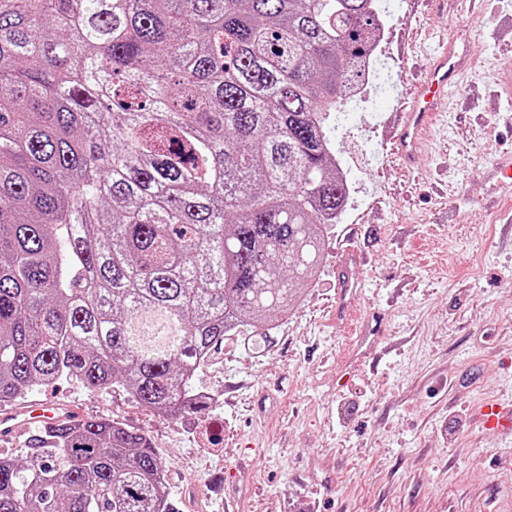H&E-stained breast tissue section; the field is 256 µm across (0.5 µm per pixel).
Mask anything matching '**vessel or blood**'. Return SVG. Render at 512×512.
I'll return each mask as SVG.
<instances>
[{"mask_svg": "<svg viewBox=\"0 0 512 512\" xmlns=\"http://www.w3.org/2000/svg\"><path fill=\"white\" fill-rule=\"evenodd\" d=\"M472 57L469 42L449 41L432 59L420 80L410 92V100L396 112L393 127V150L398 158L408 166L414 165L420 154L427 130L436 112V104L448 95L451 88L457 87L467 71ZM363 256L357 253L346 254L343 260L345 272L337 283V316L350 314L358 297V282L350 273L351 268L360 266ZM387 328L385 313L379 310L369 312L362 319L355 356L369 354L372 345L384 336ZM485 423L500 429L512 428V411L501 404H486L483 410Z\"/></svg>", "mask_w": 512, "mask_h": 512, "instance_id": "obj_1", "label": "vessel or blood"}]
</instances>
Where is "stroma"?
Here are the masks:
<instances>
[{"label": "stroma", "mask_w": 512, "mask_h": 512, "mask_svg": "<svg viewBox=\"0 0 512 512\" xmlns=\"http://www.w3.org/2000/svg\"><path fill=\"white\" fill-rule=\"evenodd\" d=\"M512 0H396L381 49L396 87L349 112L336 160L358 210L324 232L321 265L269 345L225 342L204 369L217 405L166 420L126 394L61 381L33 390L80 418L144 431L167 467L178 512H512V435L480 404H512V238L500 232L493 161L512 153V101L492 87L512 65ZM479 45L471 76L440 103L428 151L406 172L391 151L399 102L439 43ZM360 307L388 315L356 366L353 325L335 319L346 248Z\"/></svg>", "instance_id": "1"}]
</instances>
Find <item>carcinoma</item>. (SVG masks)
Listing matches in <instances>:
<instances>
[{"label":"carcinoma","mask_w":512,"mask_h":512,"mask_svg":"<svg viewBox=\"0 0 512 512\" xmlns=\"http://www.w3.org/2000/svg\"><path fill=\"white\" fill-rule=\"evenodd\" d=\"M389 0H0V405L75 381L209 407L271 342L349 200L336 132ZM0 512H178L149 436L59 415Z\"/></svg>","instance_id":"carcinoma-1"}]
</instances>
